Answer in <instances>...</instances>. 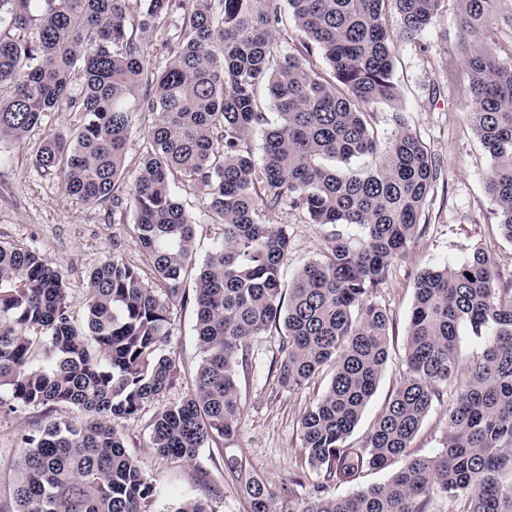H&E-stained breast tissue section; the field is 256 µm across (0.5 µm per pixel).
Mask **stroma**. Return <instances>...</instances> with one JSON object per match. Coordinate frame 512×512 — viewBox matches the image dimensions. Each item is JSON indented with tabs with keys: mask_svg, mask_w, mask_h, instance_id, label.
I'll use <instances>...</instances> for the list:
<instances>
[{
	"mask_svg": "<svg viewBox=\"0 0 512 512\" xmlns=\"http://www.w3.org/2000/svg\"><path fill=\"white\" fill-rule=\"evenodd\" d=\"M459 0H442L435 23L407 40L400 33L395 11H387L385 25L398 45L394 78L399 99L370 105L372 125L381 142H389L399 128L416 132L440 160L444 183L438 184L424 217L426 233L409 246L391 268L380 303L390 309V356L377 389L349 438L358 445L382 411L399 380L405 354L407 320L414 282L424 269L459 259L482 248L495 262L502 283L512 282V242L495 224V204L485 190L484 177L491 161L466 121L469 109L468 68L457 53L460 36ZM403 124H396L395 115ZM81 113L66 109L50 113L40 130L24 140H0V242L14 243L41 254L60 266L67 276L69 302L75 315H83L88 275L112 257L139 268L147 259L137 244L135 210H113L111 202L86 204L66 197L55 178L32 163L40 139L80 124ZM176 193L196 225V258L204 260L221 234L211 222L197 194L184 187ZM273 223L287 225L292 247L283 265V280L291 282L303 265L315 259L324 241V229L306 223L303 216L283 209ZM192 306L171 312L169 352L177 365L176 381L162 400L144 406L125 424L126 439L138 451V460L154 490L150 512H175L181 502L200 498L210 512H248L244 492L224 470L222 461L243 460L251 474L268 483L277 498L303 502L311 493L303 474L306 463L299 440V419L322 393L329 371H322L307 388L291 391L279 385L269 367L278 355L280 338L271 333L253 342L249 370L240 374L242 415L237 433L223 443L202 449L195 464L162 459L147 446V426L162 405L179 402L192 384L201 360ZM70 408H21L0 421V512L13 505V465L20 452L19 435L49 420L73 416Z\"/></svg>",
	"mask_w": 512,
	"mask_h": 512,
	"instance_id": "obj_1",
	"label": "stroma"
}]
</instances>
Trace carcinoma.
<instances>
[{
	"label": "carcinoma",
	"instance_id": "cac0c4a2",
	"mask_svg": "<svg viewBox=\"0 0 512 512\" xmlns=\"http://www.w3.org/2000/svg\"><path fill=\"white\" fill-rule=\"evenodd\" d=\"M126 2L0 0V84L14 85L0 99V139H25L64 106L82 112L68 140L42 137L35 164L71 198L110 200L114 211L132 201L150 266L147 277L114 256L93 269L79 320L61 267L0 245V391L8 392L0 412L54 405L83 414L22 435L14 512H149L153 486L127 449L124 422L173 384L170 308L188 301L201 364L194 389L148 425L155 455L191 464L199 449L236 434L238 368L248 367L251 342L275 331L281 385L299 391L326 366L332 378L299 421L313 488L302 504L278 503L242 462L225 463L244 483L250 512H512V286H499L493 260L478 248L417 276L405 372L365 442L347 445L389 358L393 318L377 297L425 232L420 218L443 178L405 127L379 149L368 108L399 96L384 14L394 5L409 39L434 23L441 0H144L137 34ZM460 2L468 121L490 157L486 189L512 242V61L496 59L490 39L512 28V15L500 14V0ZM175 8L176 44L154 71L143 39L167 29ZM288 20L302 53L276 41ZM77 67L78 99L70 96ZM143 83L153 92L138 100ZM262 86L273 120L259 106ZM137 109L154 121L128 185ZM178 182L198 190L223 227L200 264ZM285 207L326 231L319 257L287 286L288 225L271 222ZM352 226L360 236L349 235ZM463 326L482 343L468 366ZM445 395L441 448L416 456L412 442ZM395 464L381 483L322 495L329 483H357Z\"/></svg>",
	"mask_w": 512,
	"mask_h": 512
}]
</instances>
